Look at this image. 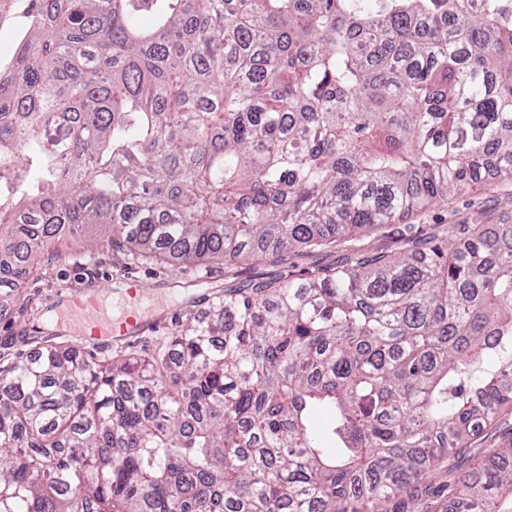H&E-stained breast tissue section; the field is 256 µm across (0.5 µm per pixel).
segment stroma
<instances>
[{
    "label": "stroma",
    "mask_w": 512,
    "mask_h": 512,
    "mask_svg": "<svg viewBox=\"0 0 512 512\" xmlns=\"http://www.w3.org/2000/svg\"><path fill=\"white\" fill-rule=\"evenodd\" d=\"M512 223V185L495 188L463 187L449 200L389 225L365 238V253L392 254L402 248L403 237H442L454 226L456 238H466L474 222ZM343 249L304 250L281 260L258 258L235 266L220 261L199 265L160 263L132 258L101 241L91 225L78 227L56 240L13 303L9 316L0 318V359L14 361L44 343H63L98 361L122 352H151L168 343L181 324L204 313L228 288H248L261 281L288 280L321 269L344 265ZM135 280L146 292L157 294L155 308L161 321L130 340L93 342L57 331L46 322L48 312L65 303L75 285L91 288ZM512 441V415L500 417L479 432L470 448L454 461L453 468L428 474L415 489L396 494L385 504L387 512H444L456 474L472 469L488 450Z\"/></svg>",
    "instance_id": "stroma-1"
}]
</instances>
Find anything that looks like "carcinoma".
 <instances>
[{"label":"carcinoma","instance_id":"cac0c4a2","mask_svg":"<svg viewBox=\"0 0 512 512\" xmlns=\"http://www.w3.org/2000/svg\"><path fill=\"white\" fill-rule=\"evenodd\" d=\"M5 25L0 316L80 224L238 265L512 181V0H0ZM505 405L512 224L407 237L226 289L149 357L0 367V512H384ZM448 510L512 512V443Z\"/></svg>","mask_w":512,"mask_h":512}]
</instances>
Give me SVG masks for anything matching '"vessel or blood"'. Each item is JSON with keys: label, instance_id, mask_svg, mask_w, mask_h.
Here are the masks:
<instances>
[{"label": "vessel or blood", "instance_id": "1", "mask_svg": "<svg viewBox=\"0 0 512 512\" xmlns=\"http://www.w3.org/2000/svg\"><path fill=\"white\" fill-rule=\"evenodd\" d=\"M151 297L135 281H127L126 295L115 298L112 290L80 289L67 302V316L60 327L94 339L133 336L148 322Z\"/></svg>", "mask_w": 512, "mask_h": 512}]
</instances>
